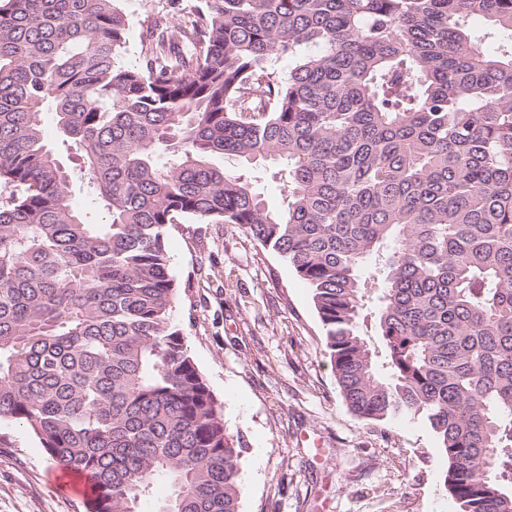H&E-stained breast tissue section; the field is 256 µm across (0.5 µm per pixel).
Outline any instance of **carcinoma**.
<instances>
[{
	"label": "carcinoma",
	"mask_w": 512,
	"mask_h": 512,
	"mask_svg": "<svg viewBox=\"0 0 512 512\" xmlns=\"http://www.w3.org/2000/svg\"><path fill=\"white\" fill-rule=\"evenodd\" d=\"M123 2L0 0V422L90 479L86 512L160 482L157 512H241L165 248L240 224L312 289L349 410L422 420L458 512H512V0H197L146 16L138 67ZM224 155L286 162V204ZM72 202L78 209L94 213L98 224H105L108 222V215L106 211L101 209L97 202L93 200L92 197H90L85 191L79 189L78 184L75 185L73 189Z\"/></svg>",
	"instance_id": "1"
}]
</instances>
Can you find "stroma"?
I'll list each match as a JSON object with an SVG mask.
<instances>
[{"instance_id": "stroma-1", "label": "stroma", "mask_w": 512, "mask_h": 512, "mask_svg": "<svg viewBox=\"0 0 512 512\" xmlns=\"http://www.w3.org/2000/svg\"><path fill=\"white\" fill-rule=\"evenodd\" d=\"M191 0H126V63L141 22ZM173 319L245 449L241 512H456L439 445L420 420L377 423L340 395L311 291L236 224H174ZM25 426L0 422V512H84Z\"/></svg>"}]
</instances>
